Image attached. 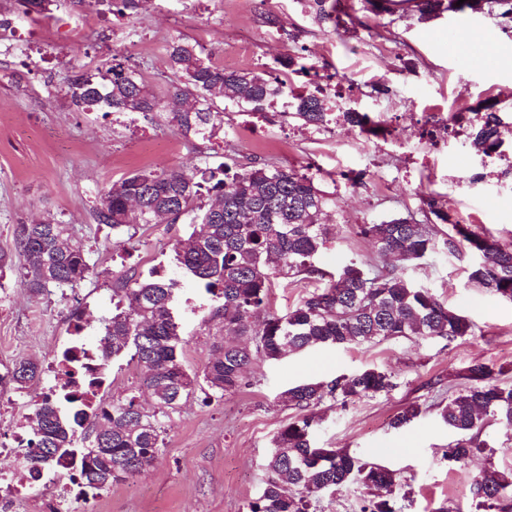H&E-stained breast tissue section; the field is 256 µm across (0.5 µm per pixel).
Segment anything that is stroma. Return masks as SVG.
<instances>
[{
    "label": "stroma",
    "instance_id": "stroma-1",
    "mask_svg": "<svg viewBox=\"0 0 512 512\" xmlns=\"http://www.w3.org/2000/svg\"><path fill=\"white\" fill-rule=\"evenodd\" d=\"M0 16L10 21L0 30V250L14 248L17 225L47 213L70 225L90 265L75 291L36 298L20 267L0 276V370L22 358L53 357L78 335L77 322L84 327L78 336L95 344L122 277H144L156 266L174 272L172 245L191 233L187 220L150 225L141 245L122 248L94 219L105 187L134 170H191L230 156L243 166L267 163L314 176L334 201L333 235L316 260L329 274L351 263L383 266L358 225L405 214L436 223L426 204L431 196L446 200L453 219L512 248V168L486 164L481 150L444 130L451 112L489 106L512 118V63L497 58L489 69L472 71L464 60L468 45L456 40L467 27L512 45V29L489 9L425 19L412 0L391 12L374 10L368 0H326L321 7L315 0H147L122 17L99 0H55L41 16L0 0ZM181 37L228 69L258 72L301 57L317 74L337 79L334 107L367 114L387 134L368 136L339 123L302 137L291 117L256 118L221 101L222 127L204 140L142 115L74 111L60 90L66 76L116 58L167 95L173 77L166 47ZM474 261L470 253L442 249L405 272L469 320L468 336L402 337L312 348L275 363L254 360L238 392L207 403L191 398L173 414L154 466L76 503V512H247L266 486L275 436L297 415L283 392L368 367L391 372L394 389L345 404L326 401L317 410L316 441L392 470L406 491L397 512H475L471 487L480 470L491 464L512 472V433L487 421L484 456L448 462L455 435L437 405L463 387L476 363L498 369V382L512 386V300L469 281ZM211 306L209 295L190 284L177 295L191 373L220 339L217 325L201 324ZM41 390L0 387L1 433L24 421ZM412 403L420 404V416L391 428L392 417Z\"/></svg>",
    "mask_w": 512,
    "mask_h": 512
}]
</instances>
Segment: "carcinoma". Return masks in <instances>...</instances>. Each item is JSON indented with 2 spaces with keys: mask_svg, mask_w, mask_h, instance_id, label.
<instances>
[{
  "mask_svg": "<svg viewBox=\"0 0 512 512\" xmlns=\"http://www.w3.org/2000/svg\"><path fill=\"white\" fill-rule=\"evenodd\" d=\"M101 2L108 12L124 15L137 10L141 0ZM456 2L415 0V7L431 18L479 6V0L459 6ZM167 62L174 91L164 98L149 88L139 71L117 59L94 72L68 76L64 95L77 112L153 113L168 126L205 139L222 124L216 98L261 114L288 88L285 82L273 85L262 74L228 71L202 57L197 44L186 38L168 46ZM295 100V117L315 127L327 124L329 114L320 96L310 91ZM495 120L490 112L475 125L473 144L485 154L499 147ZM204 194L211 199L207 206L200 203ZM331 204L313 179L268 165L221 162L195 171H134L106 187L95 219L112 228L118 246L150 224L190 218L191 234L174 246L176 265L183 277L217 302L202 323L218 318L224 333L240 341L215 346L201 371L189 373L183 363L185 340L173 312L180 280L158 269L146 278H124L115 312L105 321L96 346L100 381L106 382L111 363L129 357L140 371L138 390L150 393L152 408H145L133 393L112 403L99 402L88 412L76 410L67 400L43 396L26 416L30 439L22 464L36 472L52 471L60 460L75 459L78 467L65 478L77 498H94L155 462L168 421L195 391L207 399L237 392L256 357L278 361L317 346L469 335L471 324L464 316L404 275L408 266L441 246L478 256L470 280L512 298V249L467 224L453 223L452 233L443 234L409 215L357 228L358 235L372 240L378 253L396 264L372 270L352 263L338 276L326 277L315 260L330 235L325 217ZM16 251L34 296L51 288L73 290L90 273L69 225L49 217L19 225ZM275 278H300L315 286L279 315L269 312ZM41 376V365L23 358L0 374V383L23 390ZM464 379V387L439 412L457 435L448 445V460L463 465L486 451L478 440L486 418L512 431V387L498 383L493 369L483 363L471 365ZM394 387L391 374L366 368L288 388L284 397L301 414L276 435L267 464L272 477L261 496L247 504L248 512H310L323 494L351 481L373 494L361 512H396L402 484L392 471L343 448L321 446L313 438L315 409L326 400L372 397ZM420 414V405H408L393 416L390 426L402 428ZM87 442L97 448L95 455L83 452ZM472 494L476 512H512V473L486 467L475 479Z\"/></svg>",
  "mask_w": 512,
  "mask_h": 512,
  "instance_id": "obj_1",
  "label": "carcinoma"
}]
</instances>
